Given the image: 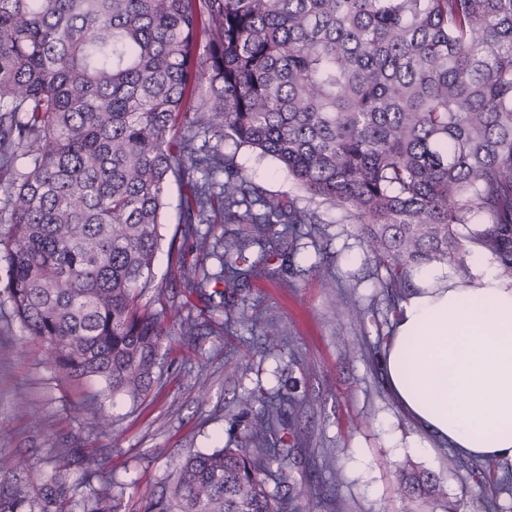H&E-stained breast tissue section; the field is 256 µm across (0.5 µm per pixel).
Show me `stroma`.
<instances>
[{
	"label": "stroma",
	"instance_id": "1",
	"mask_svg": "<svg viewBox=\"0 0 512 512\" xmlns=\"http://www.w3.org/2000/svg\"><path fill=\"white\" fill-rule=\"evenodd\" d=\"M267 193L299 195L287 171L273 158L230 141L220 145ZM178 190H170L154 286L142 306L164 320L166 338L154 382L138 403L100 397L97 383L61 378L45 349L26 333L0 291V450L23 459L35 477L49 473L63 448L87 454L108 449L106 466L125 483L118 512H140L159 496L189 454L224 446L241 437L255 418L242 408L249 394L294 392L289 414L301 443L289 457L303 512H401L404 467L430 472L436 493L425 512H480L505 466L487 463L482 475L457 469L451 454L411 448V425L389 395L379 354L394 320L380 286L385 276L366 255L354 221L339 208L313 200L322 233L303 237L293 265L281 276L253 278L221 309L186 295L171 262L178 252L195 260L192 242L173 248ZM336 278L323 287L317 268ZM366 309L364 321L340 317L345 302ZM178 313H170V305ZM259 313L258 328L227 319ZM196 317L197 336L181 335L178 316ZM209 395L199 400V386ZM108 415L112 428L96 421Z\"/></svg>",
	"mask_w": 512,
	"mask_h": 512
}]
</instances>
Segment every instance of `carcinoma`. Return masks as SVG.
Wrapping results in <instances>:
<instances>
[{"instance_id":"cac0c4a2","label":"carcinoma","mask_w":512,"mask_h":512,"mask_svg":"<svg viewBox=\"0 0 512 512\" xmlns=\"http://www.w3.org/2000/svg\"><path fill=\"white\" fill-rule=\"evenodd\" d=\"M197 125L349 213L392 310L413 268L468 242L512 276V0H0L5 291L61 376L133 402L150 388L166 333L140 299L171 182L198 247L179 285L208 307L224 305L211 280L240 291L320 231L314 209L198 149ZM200 224L237 228L211 243ZM256 404L235 447L187 457L143 512H299L295 397L240 400ZM108 454L81 458L83 512H116ZM430 480L404 482V512ZM71 491L65 466L36 483L0 458V512H69Z\"/></svg>"}]
</instances>
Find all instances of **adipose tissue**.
Listing matches in <instances>:
<instances>
[{"label":"adipose tissue","instance_id":"ef3b65f1","mask_svg":"<svg viewBox=\"0 0 512 512\" xmlns=\"http://www.w3.org/2000/svg\"><path fill=\"white\" fill-rule=\"evenodd\" d=\"M467 273L415 269L380 357L412 447L512 463V277L469 245Z\"/></svg>","mask_w":512,"mask_h":512}]
</instances>
